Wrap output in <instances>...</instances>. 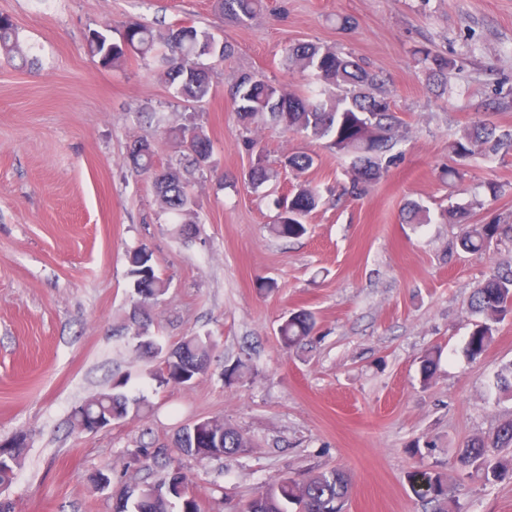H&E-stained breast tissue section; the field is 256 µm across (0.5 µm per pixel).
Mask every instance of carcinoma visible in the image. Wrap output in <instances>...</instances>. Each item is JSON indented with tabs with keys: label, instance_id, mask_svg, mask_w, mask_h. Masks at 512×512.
<instances>
[{
	"label": "carcinoma",
	"instance_id": "obj_1",
	"mask_svg": "<svg viewBox=\"0 0 512 512\" xmlns=\"http://www.w3.org/2000/svg\"><path fill=\"white\" fill-rule=\"evenodd\" d=\"M262 0H217L216 8L232 20L244 23L257 13ZM18 49L14 24L0 15V53L10 56ZM91 54L104 67L119 68L132 57L153 56L166 83L175 96L188 102H201L210 93L214 68L203 67L198 59L204 55L218 56V62L234 53L224 43L217 45L214 37L191 25L169 29L163 42H157L151 26L131 20L123 26L119 40L114 41L102 33L89 40ZM428 82L440 92L448 86L449 71L453 63L446 57L426 49L416 51ZM285 64L290 72L311 75L320 85L315 92H290L266 76L244 71L237 76L232 90L235 111L246 137V143L255 152V161L247 173L248 185L255 191L278 181L281 171L287 170L299 182L286 195L276 200L275 221L268 225L269 233L277 238H297L305 234V221L319 204V190L300 177L316 164V156L295 151L271 164L264 148L253 136L261 123H271L302 139H329V148L340 157L350 159L344 169L347 179L345 194L362 197L379 182L392 161L389 152L396 144L401 125L385 81L350 53L332 47L298 44L286 51ZM174 140L189 143L181 157L166 168L155 167V147L148 139H139L129 148L124 160L126 166L152 179L155 199L165 214L171 216L173 235L188 239L189 225L195 223L196 202L188 173L201 172L198 157L212 156L211 141L203 126L195 120L172 131ZM450 152L461 161L476 163L499 153L512 152V131L496 134V127L483 121L457 135L449 144ZM475 201L466 206H453L443 216L450 222L463 225L459 239L461 250L482 253L493 247L512 245V214H498L483 224L470 223ZM403 211L408 221L415 224L430 222V210L418 200H409ZM132 287L136 289L139 304L155 302L169 288V282L155 273L150 264L151 255L140 247L129 253ZM470 307L479 316L466 342L467 356L481 358L491 344L496 326L512 316V260L496 265L484 281L474 289ZM131 333L134 351L146 353L151 345H142L140 336L149 331L145 320H134ZM316 326L312 313H291L278 326L281 344L300 348L307 344ZM215 343L208 336H186L171 349L178 358L175 363L165 360L158 378L162 383L189 386L205 373L210 365ZM439 360L434 349L425 351L420 360L421 382L429 384ZM128 378L112 384L108 391L98 393L85 404L76 407L72 423L79 430L90 425L89 419L99 415L102 419H123L130 412L139 413L146 408L145 400L130 399L123 391ZM499 393L512 397V363L497 374ZM27 434L16 433L11 440L0 443V490L13 483L20 466ZM248 446L243 434L219 417L206 420L197 432L182 428L173 448L183 455L200 461L220 455L229 456ZM512 447V421L501 425L493 433L465 441L457 454L459 468L485 482L512 480V458L500 456L503 448ZM417 479L427 481L426 491H417L422 497L437 504L438 512H448V475L441 471L422 472ZM186 483L179 472L169 473L163 480L138 485L135 493L118 500V512H203V500L194 492L183 489L174 495L168 487ZM352 489L348 471L331 468L312 472L301 479L280 477L268 488L250 498L241 512H343ZM178 510H173V504Z\"/></svg>",
	"mask_w": 512,
	"mask_h": 512
}]
</instances>
